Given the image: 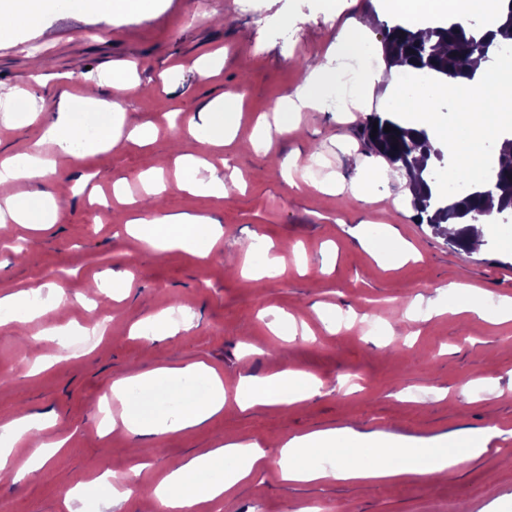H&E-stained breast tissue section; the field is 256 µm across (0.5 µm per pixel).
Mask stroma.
<instances>
[{
  "mask_svg": "<svg viewBox=\"0 0 512 512\" xmlns=\"http://www.w3.org/2000/svg\"><path fill=\"white\" fill-rule=\"evenodd\" d=\"M368 26V52L336 50L346 20ZM397 0H145L139 12L118 5L100 19L87 5L54 9L34 28L0 40V82L32 93L22 111L0 103V159L31 152L55 118L62 95L109 80L117 62L135 64L137 89L120 99L125 126L158 130L148 143L120 138L116 147L80 161L55 156V174L29 182L52 193L51 221L33 227L0 223V296L20 289L60 287L68 301L26 323L0 325V425L28 418L51 420L31 435L24 455L67 438V449L29 480H0L9 512H153L140 493L119 501L94 489L90 500L67 502L69 488L101 473L126 470L135 448L149 449L141 481L154 484L191 458L236 440H256L270 456L295 435L325 429L383 432L397 437L456 436L465 429H506L495 449L454 474L423 481L312 483L281 481L277 468L235 486L203 512H512V320L496 316L512 302V237L486 232L482 253L460 251L414 221L399 182L373 187V203L355 191L361 174L379 164L356 134L367 112L391 106L383 85L365 76L386 29L402 24ZM221 57L219 74L199 80L196 61ZM324 75L322 106L302 113L299 137L274 138L270 150L246 143L259 120L274 122L286 97L304 77L301 60ZM242 98L234 142L206 143L200 112L220 96ZM368 98L354 121L342 111ZM216 163L223 195L192 194L175 176L174 141ZM297 161L306 185L281 174ZM162 168L166 191L147 202L139 175ZM325 191H317V184ZM124 198H115L114 186ZM176 213L211 217L219 230L209 257L190 249L161 253L126 233V221ZM409 251L391 263L388 240ZM279 256L276 276L256 282L230 257L263 260V246ZM132 272L128 293L91 296L95 284ZM461 281L482 290L488 314L452 312L444 287ZM176 322V335L155 323ZM292 318L293 341L276 336L271 321ZM106 329L86 335L88 323ZM202 362L224 380L226 404L205 423L173 436H137L115 425L98 436L113 383L158 367ZM322 384L320 395L288 407L240 409L237 386L246 375L284 367Z\"/></svg>",
  "mask_w": 512,
  "mask_h": 512,
  "instance_id": "stroma-1",
  "label": "stroma"
}]
</instances>
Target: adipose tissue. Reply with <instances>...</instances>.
<instances>
[{"label":"adipose tissue","instance_id":"ef3b65f1","mask_svg":"<svg viewBox=\"0 0 512 512\" xmlns=\"http://www.w3.org/2000/svg\"><path fill=\"white\" fill-rule=\"evenodd\" d=\"M52 0H0V37H8L10 29L38 25L51 7ZM493 56H473L469 77L452 79L433 74L431 83L437 97H451L465 102L468 123L455 122L433 125L429 135L438 145L474 160L476 165L494 170L512 161V127L506 126L503 114L512 110V86L503 85L494 96H487L485 79L496 70ZM319 76L308 73L287 95L288 111L276 122L274 131L253 136L252 145L269 144L273 135L287 136L298 130L299 115L317 109L320 101ZM112 112L110 130L96 138L88 137L81 120L83 108ZM241 100L232 95L220 97L207 111V141L212 145L231 143L239 125ZM124 110L99 96L95 89H86L83 96L62 100L58 115L47 137L48 143L75 159L86 152L112 146L122 134ZM493 150H486V143ZM50 221V201L39 193L24 198H9L0 208V223L46 224ZM167 224H188L192 231L184 237L158 238L147 234L143 220L129 221L131 235L148 241L158 251L190 248L208 256L215 241L210 218L199 215H167ZM204 379L208 384L205 398L187 399L174 411L160 414L143 413L130 395V386L141 391L156 389L164 383ZM249 393V405L277 404L288 406L319 393L321 383L313 376L294 368L265 377L246 376L241 380ZM112 396L123 405L121 422L134 434L169 435L199 425L224 409V382L220 375L202 362L183 367H159L138 374L131 380L114 383ZM33 425L16 419L0 426V476L13 482L24 481L34 470L61 453L65 440H57L30 456L25 465L10 468L9 463L18 445L23 443ZM500 429L485 428L467 435L461 444L436 439L424 446L387 439L378 432L338 433L320 430L296 435L285 441L278 461L280 477L293 483L312 482L323 478L350 480L384 478L426 473H453L471 458L488 451L491 441L499 437ZM270 465L263 448L255 442H230L199 455L171 470L152 490L153 496L168 512H190L202 500H214L238 484L255 479Z\"/></svg>","mask_w":512,"mask_h":512}]
</instances>
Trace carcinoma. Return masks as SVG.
Returning a JSON list of instances; mask_svg holds the SVG:
<instances>
[{"instance_id": "carcinoma-1", "label": "carcinoma", "mask_w": 512, "mask_h": 512, "mask_svg": "<svg viewBox=\"0 0 512 512\" xmlns=\"http://www.w3.org/2000/svg\"><path fill=\"white\" fill-rule=\"evenodd\" d=\"M507 9V24L495 31L485 32L473 23L468 29L451 23L415 34L396 25L384 36L385 57L427 75L437 72L449 78L463 77L464 65L472 55L485 56L497 45L512 44V0H507ZM387 125L391 126L389 132L384 131ZM359 135L375 154L406 172L415 219L445 237L452 248L468 251L471 243L482 239V235L472 224L452 235L445 224L468 216L474 219L493 212L512 213L511 164L494 172L492 184L485 190H471L444 203L430 187L437 186L436 176L444 166L445 155L432 144L426 129L408 126L394 115L373 112L363 122Z\"/></svg>"}]
</instances>
